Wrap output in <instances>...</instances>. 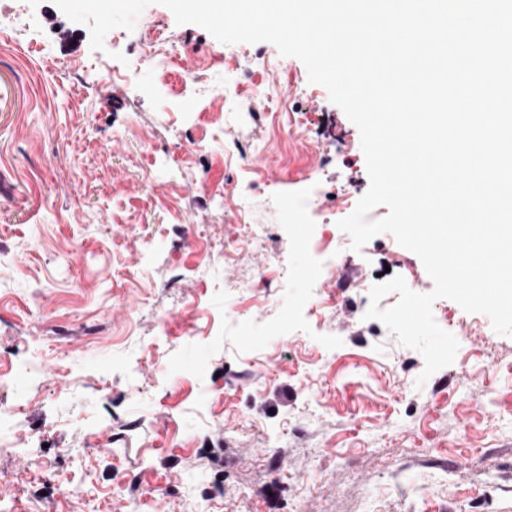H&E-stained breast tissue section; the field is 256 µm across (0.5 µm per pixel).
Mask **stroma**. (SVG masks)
<instances>
[{"label":"stroma","mask_w":512,"mask_h":512,"mask_svg":"<svg viewBox=\"0 0 512 512\" xmlns=\"http://www.w3.org/2000/svg\"><path fill=\"white\" fill-rule=\"evenodd\" d=\"M2 14L0 370L38 350L48 380L36 448L0 454V512H512V338L462 313L468 353L421 384L422 355L367 318L381 272L433 281L390 233L350 250L360 133L298 58L157 2L100 50L53 0Z\"/></svg>","instance_id":"1"}]
</instances>
